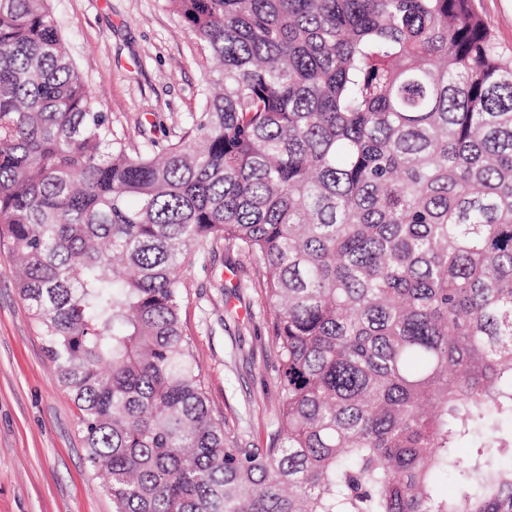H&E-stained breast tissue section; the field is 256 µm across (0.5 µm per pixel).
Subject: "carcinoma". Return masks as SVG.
<instances>
[{
    "mask_svg": "<svg viewBox=\"0 0 512 512\" xmlns=\"http://www.w3.org/2000/svg\"><path fill=\"white\" fill-rule=\"evenodd\" d=\"M165 2L200 111L131 155L50 0H0V241L112 512H512V57L473 0ZM220 245L277 358L264 448L181 323Z\"/></svg>",
    "mask_w": 512,
    "mask_h": 512,
    "instance_id": "1",
    "label": "carcinoma"
}]
</instances>
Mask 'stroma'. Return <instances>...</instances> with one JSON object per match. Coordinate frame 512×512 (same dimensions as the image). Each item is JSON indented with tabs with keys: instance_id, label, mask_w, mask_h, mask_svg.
Masks as SVG:
<instances>
[{
	"instance_id": "stroma-1",
	"label": "stroma",
	"mask_w": 512,
	"mask_h": 512,
	"mask_svg": "<svg viewBox=\"0 0 512 512\" xmlns=\"http://www.w3.org/2000/svg\"><path fill=\"white\" fill-rule=\"evenodd\" d=\"M512 54V0H475ZM65 39L112 136L137 150L177 139L199 107L202 69L165 0H53ZM247 258L217 248L187 273L185 333L199 356L209 403L229 433L264 447L279 390L268 325ZM0 512H112L100 474L85 459L78 410L47 358L0 244Z\"/></svg>"
}]
</instances>
